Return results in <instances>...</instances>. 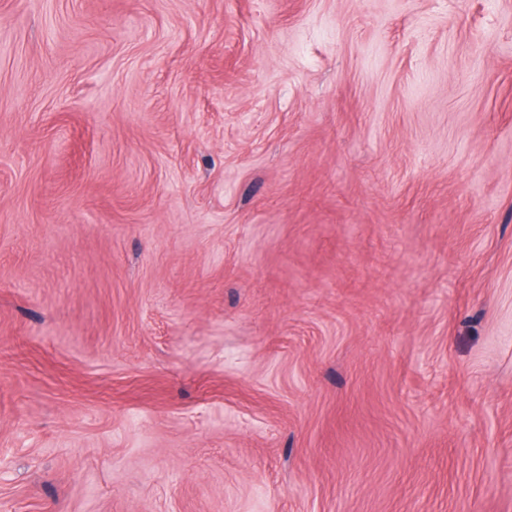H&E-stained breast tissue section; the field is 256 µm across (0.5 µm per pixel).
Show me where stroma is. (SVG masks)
Returning <instances> with one entry per match:
<instances>
[{
  "label": "stroma",
  "instance_id": "obj_1",
  "mask_svg": "<svg viewBox=\"0 0 512 512\" xmlns=\"http://www.w3.org/2000/svg\"><path fill=\"white\" fill-rule=\"evenodd\" d=\"M0 512H512V0H0Z\"/></svg>",
  "mask_w": 512,
  "mask_h": 512
}]
</instances>
